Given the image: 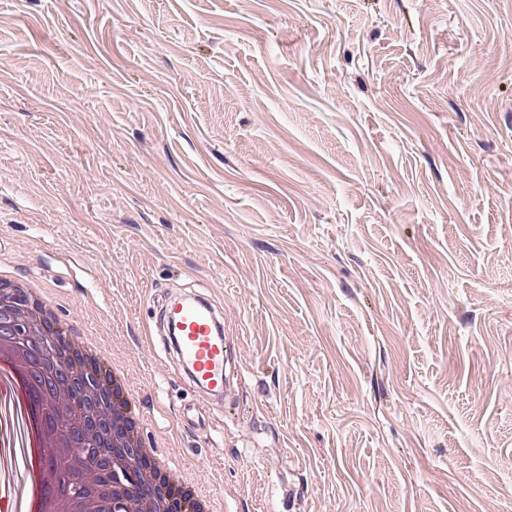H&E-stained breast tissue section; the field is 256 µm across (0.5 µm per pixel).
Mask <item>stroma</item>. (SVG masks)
Returning a JSON list of instances; mask_svg holds the SVG:
<instances>
[{
    "instance_id": "1",
    "label": "stroma",
    "mask_w": 512,
    "mask_h": 512,
    "mask_svg": "<svg viewBox=\"0 0 512 512\" xmlns=\"http://www.w3.org/2000/svg\"><path fill=\"white\" fill-rule=\"evenodd\" d=\"M0 260L219 512H512V0H0ZM166 320L175 328L173 354L187 383L222 393L230 383V346L214 308L203 301L174 303Z\"/></svg>"
}]
</instances>
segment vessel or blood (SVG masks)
<instances>
[{
	"instance_id": "obj_1",
	"label": "vessel or blood",
	"mask_w": 512,
	"mask_h": 512,
	"mask_svg": "<svg viewBox=\"0 0 512 512\" xmlns=\"http://www.w3.org/2000/svg\"><path fill=\"white\" fill-rule=\"evenodd\" d=\"M166 319L175 328L173 353L194 388L223 392L230 383V346L214 308L203 301L174 303Z\"/></svg>"
}]
</instances>
